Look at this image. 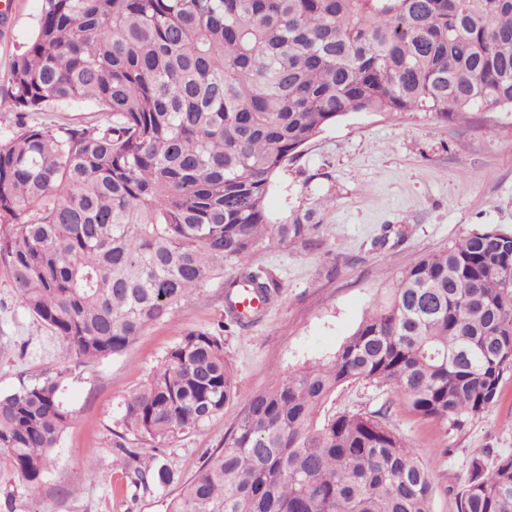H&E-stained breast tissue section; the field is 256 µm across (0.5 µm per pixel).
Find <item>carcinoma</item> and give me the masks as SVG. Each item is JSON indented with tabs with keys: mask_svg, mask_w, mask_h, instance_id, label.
I'll return each mask as SVG.
<instances>
[{
	"mask_svg": "<svg viewBox=\"0 0 512 512\" xmlns=\"http://www.w3.org/2000/svg\"><path fill=\"white\" fill-rule=\"evenodd\" d=\"M91 101L64 130L29 112ZM512 112V0H43L34 37L0 70V262L25 308L78 359L121 354L224 275L230 322L261 320L276 276L262 242L313 244L307 211L265 210L288 159L350 112ZM512 369V232L481 225L394 276L327 364L249 396L167 512H431L429 470L383 420L317 423L346 383L387 386L430 421L479 416ZM60 380L0 394V451L30 490L72 421ZM238 395L224 337L187 333L124 398L152 453L130 482H177L169 440ZM457 512H512V455L476 453Z\"/></svg>",
	"mask_w": 512,
	"mask_h": 512,
	"instance_id": "1",
	"label": "carcinoma"
}]
</instances>
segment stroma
Returning <instances> with one entry per match:
<instances>
[{"mask_svg":"<svg viewBox=\"0 0 512 512\" xmlns=\"http://www.w3.org/2000/svg\"><path fill=\"white\" fill-rule=\"evenodd\" d=\"M42 0H13L0 37V69L35 31ZM91 102L60 103L32 115L50 128L90 126ZM272 223L317 212L318 247L297 242L258 248L251 266L277 276L280 293L262 321L224 333V355L240 395L223 415L178 435L164 461L191 477L207 452L223 447L248 397L305 366L329 362L359 322L387 296L395 271L440 251L475 225L512 231V112H352L302 147L277 172L265 199ZM223 277L200 287L122 355L78 362L51 329L20 303L0 263V393L47 377L61 380L74 420L53 448L38 490H29L0 456V512H166L176 487L129 483L114 442L125 433L126 394L191 331H216L225 319ZM386 409V423L427 464L432 512H456V493L475 453H512V370L496 401L458 425L409 412L391 388L362 381L336 390L320 416ZM91 478H84V471Z\"/></svg>","mask_w":512,"mask_h":512,"instance_id":"1","label":"stroma"}]
</instances>
